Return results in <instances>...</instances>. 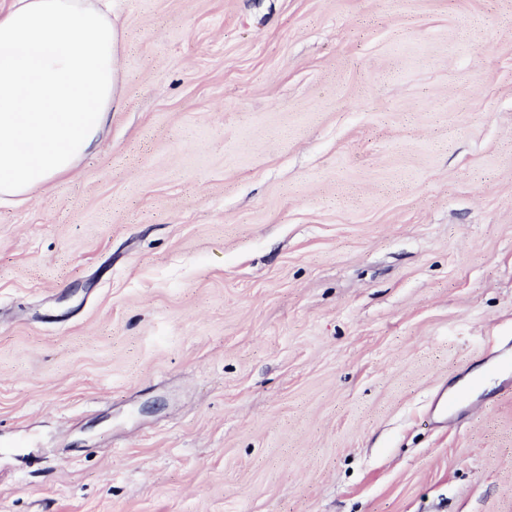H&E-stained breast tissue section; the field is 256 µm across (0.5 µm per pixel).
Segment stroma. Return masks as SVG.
Wrapping results in <instances>:
<instances>
[{
  "instance_id": "1",
  "label": "stroma",
  "mask_w": 512,
  "mask_h": 512,
  "mask_svg": "<svg viewBox=\"0 0 512 512\" xmlns=\"http://www.w3.org/2000/svg\"><path fill=\"white\" fill-rule=\"evenodd\" d=\"M115 13L0 209V512H512V0Z\"/></svg>"
}]
</instances>
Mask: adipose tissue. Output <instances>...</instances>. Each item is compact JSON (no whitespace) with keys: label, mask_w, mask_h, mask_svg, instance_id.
Segmentation results:
<instances>
[{"label":"adipose tissue","mask_w":512,"mask_h":512,"mask_svg":"<svg viewBox=\"0 0 512 512\" xmlns=\"http://www.w3.org/2000/svg\"><path fill=\"white\" fill-rule=\"evenodd\" d=\"M109 0H11L0 10V205L71 172L116 97L120 34Z\"/></svg>","instance_id":"adipose-tissue-1"}]
</instances>
